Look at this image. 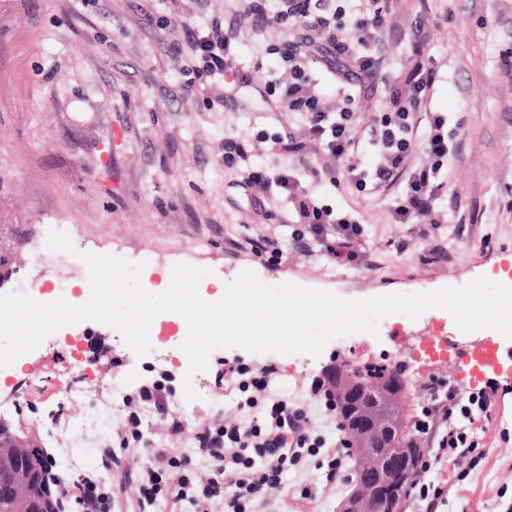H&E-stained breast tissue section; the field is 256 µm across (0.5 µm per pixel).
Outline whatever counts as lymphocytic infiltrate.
Returning a JSON list of instances; mask_svg holds the SVG:
<instances>
[{"instance_id":"f902f5d3","label":"lymphocytic infiltrate","mask_w":512,"mask_h":512,"mask_svg":"<svg viewBox=\"0 0 512 512\" xmlns=\"http://www.w3.org/2000/svg\"><path fill=\"white\" fill-rule=\"evenodd\" d=\"M278 17L299 32L297 39L272 46L285 72L282 79L270 82L282 108L299 115L302 137L286 133L272 140V148L292 158L291 167L268 171L253 165V143L248 138H233L224 143V161L238 167L246 187L262 189L268 197H285L291 205L295 223L305 225L312 240L334 257L354 259L356 243L362 233L358 219L350 213L321 202L316 192L321 182L347 184L356 191L372 193L385 189L394 174L407 173L402 191L392 205L398 220L411 217L432 218L435 202L444 188V174L455 146L448 139V116L443 112L428 115L423 141H416L413 114L420 112L434 84L433 73L420 58L407 67L404 83L406 98L393 99L377 112L368 130L370 142L377 147L380 163L371 174L357 171L349 162L358 142L355 130L357 114L354 86L360 76L377 75L381 66V33L385 19L381 0H277ZM187 41L193 56V68L202 76L227 81L235 74V27L213 20L204 30L187 28ZM354 51L350 68L334 74L340 102L328 110L308 72L315 52L335 55ZM314 143L331 156L335 165L318 167L302 162L307 144ZM423 144L427 161L409 169L408 161L416 144ZM273 366L257 367L245 362L224 371V381L237 392L239 419H218L189 426L178 418H169L168 407L173 376L161 372L152 383L141 385L124 398L125 414L118 435V448H102V461L118 456L142 458L136 475L139 512H150L161 500L171 504L191 503L196 512H258L270 489L283 487L290 471L314 466L328 485H348L351 479L348 454L326 453V440L309 429L310 419L303 407L276 394ZM490 406L486 394L460 397L447 380L438 379L429 388V396L420 407L413 430L432 439L435 455L421 456L420 477L406 490L408 499L425 504L427 512H437L448 500L447 481L432 477L435 465L445 461L475 468L474 451L479 439L473 423ZM167 418V448L147 447L143 435L145 409ZM194 443L206 460L210 474L201 478L190 455L178 449L183 440ZM121 484L101 476L98 470L82 472L77 481L57 485L55 495L60 507L76 505L78 512H117Z\"/></svg>"}]
</instances>
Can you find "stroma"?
I'll return each mask as SVG.
<instances>
[{
	"label": "stroma",
	"mask_w": 512,
	"mask_h": 512,
	"mask_svg": "<svg viewBox=\"0 0 512 512\" xmlns=\"http://www.w3.org/2000/svg\"><path fill=\"white\" fill-rule=\"evenodd\" d=\"M250 0H182L183 22L168 0H0V236L13 246L15 272L1 287L64 284L81 296L84 262L62 264L47 246L55 225H69L84 252L144 262L157 283L175 264L209 269L199 288L252 270L266 284L294 283L346 299L461 287L512 264V0H387L383 63L363 78L357 110L383 108L391 80L423 43L435 82L429 111L450 114L458 148L436 202L443 223L395 220L391 204L404 176L375 194L324 185L319 194L357 217L360 264L292 240L288 204L243 187L224 162V141L274 136L286 119L263 95L280 67L268 47L290 38L263 0L265 22L238 25V74L217 85L197 76L181 50L183 27L233 19ZM277 240L279 252L255 253L251 241ZM447 337L438 350L431 340ZM176 323L165 322L151 350L137 355L122 334L85 321L49 335L0 369V410L52 455L60 480L103 467L99 450L122 426L123 398L156 371L174 373L170 416L191 423L235 415V395L214 384L217 364L243 359L276 368L274 387L306 400L312 379L331 365L379 363L401 369L410 414L432 380L462 395L489 390L478 424L481 460L458 468L438 512H506L512 506V339L462 332L445 310L418 319L382 318L377 334L328 343L320 357L211 352L186 400L189 360ZM316 485L311 498L302 487ZM351 486L323 487L315 469L289 473L268 495L265 512H339Z\"/></svg>",
	"instance_id": "obj_1"
}]
</instances>
